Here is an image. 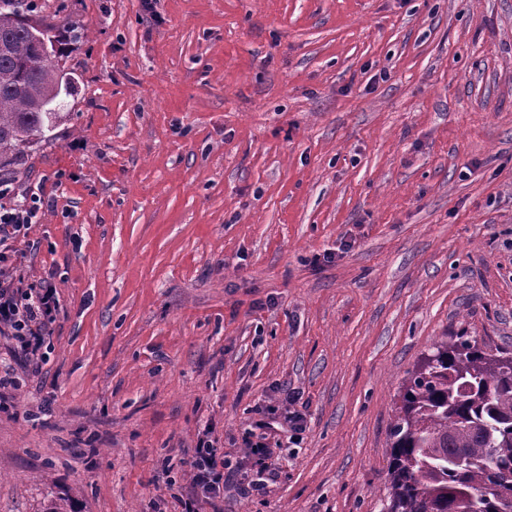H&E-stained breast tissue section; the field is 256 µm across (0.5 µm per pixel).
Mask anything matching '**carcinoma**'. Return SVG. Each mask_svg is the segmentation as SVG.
I'll return each mask as SVG.
<instances>
[{
    "label": "carcinoma",
    "mask_w": 512,
    "mask_h": 512,
    "mask_svg": "<svg viewBox=\"0 0 512 512\" xmlns=\"http://www.w3.org/2000/svg\"><path fill=\"white\" fill-rule=\"evenodd\" d=\"M35 9V0H0V168L56 117L45 103L65 42L84 36L64 20L52 57L39 58ZM390 440V512H454L465 495L480 512H501L512 500V356L465 336L436 343L406 381Z\"/></svg>",
    "instance_id": "obj_1"
}]
</instances>
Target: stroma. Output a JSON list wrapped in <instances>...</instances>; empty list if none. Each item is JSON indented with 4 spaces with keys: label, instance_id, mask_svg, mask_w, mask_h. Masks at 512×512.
<instances>
[{
    "label": "stroma",
    "instance_id": "1",
    "mask_svg": "<svg viewBox=\"0 0 512 512\" xmlns=\"http://www.w3.org/2000/svg\"><path fill=\"white\" fill-rule=\"evenodd\" d=\"M84 36L0 178L60 312L0 402V512H181L268 405L272 479L203 512H386L389 427L442 338L512 352V0H36ZM263 419H260L255 422V429H264L268 427L269 422L265 419H276L283 416L286 423H288V428L294 434H299L304 430V417L303 414L298 410H291L288 407V411L285 412L280 409L279 406L269 405L263 411ZM190 468L193 494L186 498L176 493L173 496L179 501L182 512H199L204 502L223 497L225 482L236 477L231 471L225 473L224 470L231 467L225 464L224 454H220L208 438L200 439L194 448Z\"/></svg>",
    "mask_w": 512,
    "mask_h": 512
}]
</instances>
